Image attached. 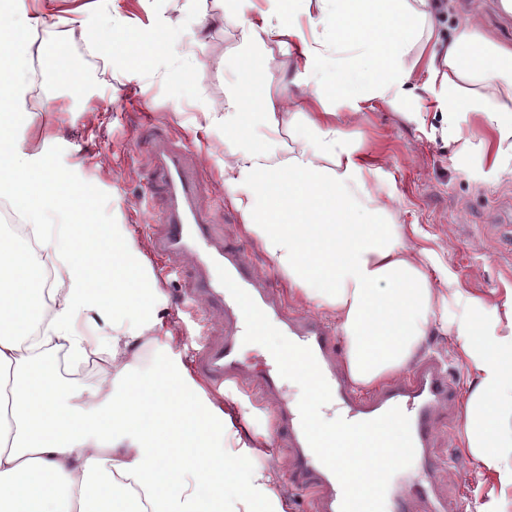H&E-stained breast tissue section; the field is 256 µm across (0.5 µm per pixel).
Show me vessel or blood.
<instances>
[{"label": "vessel or blood", "mask_w": 512, "mask_h": 512, "mask_svg": "<svg viewBox=\"0 0 512 512\" xmlns=\"http://www.w3.org/2000/svg\"><path fill=\"white\" fill-rule=\"evenodd\" d=\"M187 145L165 133L150 141V165L163 196V224L153 237L151 251L163 267L183 266L192 271V286L186 294L188 310L209 315L219 313L224 321L222 335L201 329L202 348L194 362L196 370L210 381L213 394L232 388L254 398L267 411L274 437L286 438L292 450L290 480L318 494L319 512H340L342 489L335 475L315 456L301 427L299 410L280 388L276 365L256 373L242 360L245 321L237 303L220 284L218 269H225L245 290L270 322L290 341L310 347L330 385L332 401L340 417L356 423L368 421L391 408H400L410 419L419 475L397 472L386 494V512H410L414 501L428 502L431 512H447L446 501L438 498L430 482L437 465L427 455L456 387L444 364L428 359L407 376L393 380L369 396H361L344 374L337 340L320 318L298 316L282 301L274 279L248 259L244 249L218 240L199 200L204 184L201 171L187 163Z\"/></svg>", "instance_id": "b4317fda"}]
</instances>
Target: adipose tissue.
Wrapping results in <instances>:
<instances>
[{
  "label": "adipose tissue",
  "mask_w": 512,
  "mask_h": 512,
  "mask_svg": "<svg viewBox=\"0 0 512 512\" xmlns=\"http://www.w3.org/2000/svg\"><path fill=\"white\" fill-rule=\"evenodd\" d=\"M43 0H0V196L31 224L38 247L0 227V512H209L207 501L232 489L236 512H253L269 494L272 472L253 464L250 448L226 444L230 420L221 402L198 405V386L182 361L132 388L145 333L143 296L150 283L131 268L137 249L104 275L110 243L78 233L85 217L71 205L77 187L15 137L28 116L34 84L27 77L43 53L35 27ZM238 20L242 47L288 50L291 81L311 86L303 111L287 95L252 111V92L231 90L206 127L224 134V191L246 232L296 296L331 314L345 343L343 364L357 387L396 377L420 355L432 327L450 328L461 359L477 381L463 402L460 441L492 489L477 512H503L497 490L512 488V327L487 333L475 313L492 297L435 288L428 252H413L392 196L372 188L374 159L347 134L373 103L397 106L419 95L420 111L446 117L458 156L479 149L491 166L512 159V46L477 49V22L450 42L433 36L427 0H224L223 16ZM330 75L334 91L316 84ZM493 87L492 97L475 84ZM472 112L488 132L479 145L464 139L455 114ZM262 127L266 145L249 141ZM303 129L284 140L282 128ZM54 270L45 287L38 255ZM473 316L448 320L449 299ZM95 313L108 327L91 342L74 331L77 316ZM72 362L105 356L110 378L89 397L70 394L50 356ZM189 472L173 482L174 473Z\"/></svg>",
  "instance_id": "obj_1"
}]
</instances>
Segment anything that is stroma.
<instances>
[{"label":"stroma","instance_id":"1","mask_svg":"<svg viewBox=\"0 0 512 512\" xmlns=\"http://www.w3.org/2000/svg\"><path fill=\"white\" fill-rule=\"evenodd\" d=\"M96 9L94 25L111 34V43L95 50L79 26L50 25L40 33L47 57L30 67L39 91L31 105L34 119L59 136L46 146L44 156L52 170L79 186L75 208L101 232L132 238L141 252H148L163 208L152 184L149 140L156 130L177 133L189 146L190 163L208 174L201 205L215 235L240 245L259 270L271 269L272 261L247 235L224 191V136L201 126L204 112L223 109L234 84L279 94L287 53L274 50L277 66L268 68L264 50L240 47L233 19L198 36L196 11L184 8L182 0H146L134 7L133 22L117 31L108 0H98ZM494 12L495 0H439L435 33L448 40L476 17L481 36L512 42V27L493 24ZM152 13L175 18L178 24L159 28L149 22ZM232 55L239 58L233 72L224 65ZM417 108L412 99L395 110L377 104L361 112L348 131L376 157V188L396 199L399 221L410 230L409 245L431 253L428 271L435 286L449 282L463 294L494 297L496 308L484 311L481 320L487 331H495L501 305L512 300V161L494 169L476 151L455 159V144L437 134L443 125L440 113H424L420 125L404 120V113ZM142 274L157 283L148 299L161 324L138 354L141 385L156 378L169 358L191 362L187 350L169 347L166 335L195 328L191 315L178 309L190 286L188 272L166 278L152 265ZM428 349L446 359L461 391H468L474 376L460 359L454 336L434 328ZM461 406L458 400L449 404L450 424L440 428L430 450L440 464L435 490L452 507L467 497L483 499L489 489L461 446L448 443L449 434L460 431ZM226 412L242 445H251L268 431L267 418L251 402L230 399ZM290 455L275 440L254 463L276 468L275 492L288 499L289 512H317L315 492L289 481Z\"/></svg>","mask_w":512,"mask_h":512}]
</instances>
